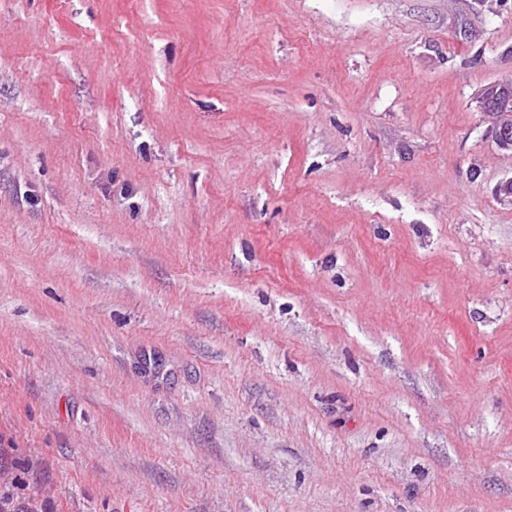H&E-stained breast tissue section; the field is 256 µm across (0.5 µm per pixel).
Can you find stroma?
<instances>
[{"instance_id": "35a3bbf8", "label": "stroma", "mask_w": 512, "mask_h": 512, "mask_svg": "<svg viewBox=\"0 0 512 512\" xmlns=\"http://www.w3.org/2000/svg\"><path fill=\"white\" fill-rule=\"evenodd\" d=\"M512 0H0V498L512 512ZM483 112L495 115L492 136L498 147L512 153V82L497 81L484 87L478 96Z\"/></svg>"}]
</instances>
